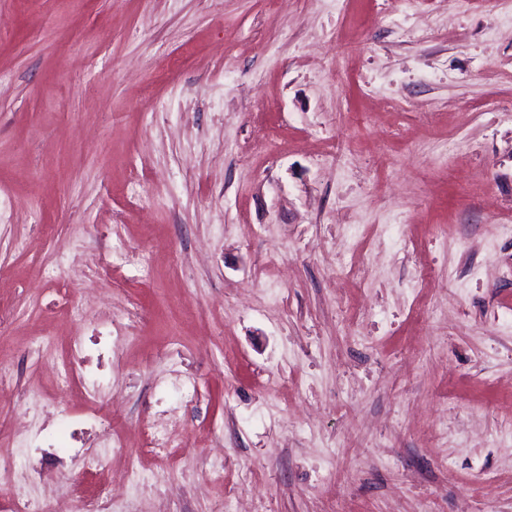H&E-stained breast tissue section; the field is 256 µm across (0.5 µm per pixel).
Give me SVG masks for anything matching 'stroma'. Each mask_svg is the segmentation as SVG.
Returning <instances> with one entry per match:
<instances>
[{
  "mask_svg": "<svg viewBox=\"0 0 512 512\" xmlns=\"http://www.w3.org/2000/svg\"><path fill=\"white\" fill-rule=\"evenodd\" d=\"M107 320L60 498L512 512V0H0V457ZM112 356V329L106 325L94 327L91 336L70 346L67 359L61 364L57 381L62 387H70L76 380L88 398H96L103 381L93 378V365L100 366L102 359Z\"/></svg>",
  "mask_w": 512,
  "mask_h": 512,
  "instance_id": "stroma-1",
  "label": "stroma"
}]
</instances>
